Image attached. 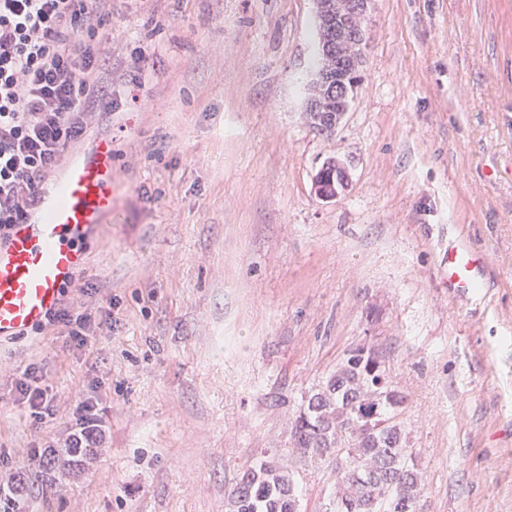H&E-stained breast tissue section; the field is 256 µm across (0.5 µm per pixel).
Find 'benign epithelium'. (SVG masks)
Masks as SVG:
<instances>
[{"label":"benign epithelium","mask_w":512,"mask_h":512,"mask_svg":"<svg viewBox=\"0 0 512 512\" xmlns=\"http://www.w3.org/2000/svg\"><path fill=\"white\" fill-rule=\"evenodd\" d=\"M319 22L321 65L309 85L306 113L310 126L332 132L354 101L366 45L372 0H314ZM349 182L347 166L327 162L314 181L316 194L332 200Z\"/></svg>","instance_id":"7a95c632"}]
</instances>
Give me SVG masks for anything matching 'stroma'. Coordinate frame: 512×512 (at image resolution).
I'll return each instance as SVG.
<instances>
[{"mask_svg":"<svg viewBox=\"0 0 512 512\" xmlns=\"http://www.w3.org/2000/svg\"><path fill=\"white\" fill-rule=\"evenodd\" d=\"M313 0H112L109 88L78 145L112 141V214L66 301L88 350L49 328L0 342V486L14 512H230L263 460L331 512L335 457L291 423L345 354L368 346L406 401L421 512H512V0H374L357 97L311 129ZM350 174L326 201L329 160ZM488 256L459 301L441 250ZM35 364L55 399L31 423ZM105 421L95 455L40 483L76 404ZM328 173L330 177V187L327 184ZM335 174L338 176V178H336V188L334 181ZM348 182L349 171L347 166L341 161L332 160L327 162V164L323 166L320 172L317 174L314 181V189L320 198L325 200H332L346 188ZM331 189L332 191H330ZM34 364L25 368L19 380L18 390L23 402L28 404L29 417L34 422L41 423L46 416H53L54 406L48 400L47 387H42V375Z\"/></svg>","mask_w":512,"mask_h":512,"instance_id":"1","label":"stroma"}]
</instances>
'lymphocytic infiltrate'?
Returning <instances> with one entry per match:
<instances>
[{
  "instance_id": "lymphocytic-infiltrate-1",
  "label": "lymphocytic infiltrate",
  "mask_w": 512,
  "mask_h": 512,
  "mask_svg": "<svg viewBox=\"0 0 512 512\" xmlns=\"http://www.w3.org/2000/svg\"><path fill=\"white\" fill-rule=\"evenodd\" d=\"M112 0H0V240L25 221L40 188L84 133L104 88L93 65L109 49L97 36ZM18 390L32 421L53 415L36 366ZM66 445L98 447L102 417L80 401Z\"/></svg>"
}]
</instances>
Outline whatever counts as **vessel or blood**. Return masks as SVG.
<instances>
[{
  "label": "vessel or blood",
  "mask_w": 512,
  "mask_h": 512,
  "mask_svg": "<svg viewBox=\"0 0 512 512\" xmlns=\"http://www.w3.org/2000/svg\"><path fill=\"white\" fill-rule=\"evenodd\" d=\"M114 173L112 142L98 140L42 190L29 220L12 225L0 243V340L45 326L61 307L64 287L86 263L89 232L112 212ZM486 262L485 253L457 245L443 251L440 271L464 298L480 285Z\"/></svg>",
  "instance_id": "vessel-or-blood-1"
}]
</instances>
